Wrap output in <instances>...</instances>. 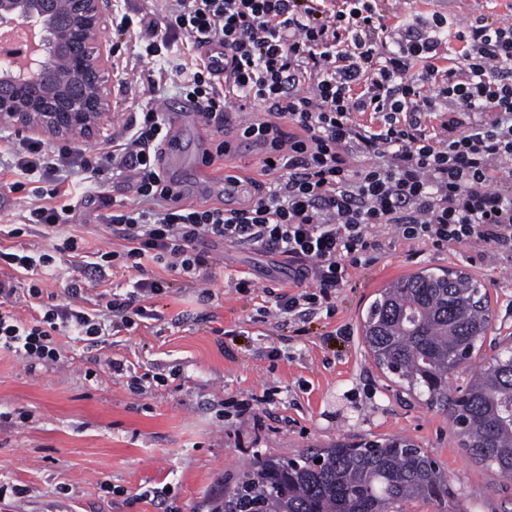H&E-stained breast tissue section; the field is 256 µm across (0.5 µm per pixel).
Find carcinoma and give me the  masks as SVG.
<instances>
[{
  "mask_svg": "<svg viewBox=\"0 0 512 512\" xmlns=\"http://www.w3.org/2000/svg\"><path fill=\"white\" fill-rule=\"evenodd\" d=\"M490 323L481 285L462 270H423L388 283L370 306L364 341L374 360L427 404L449 411L461 448L512 477V348L473 375L461 394L449 377ZM445 474L429 453L397 436L337 442L295 458L262 457L236 477L213 512H406L415 502L451 507Z\"/></svg>",
  "mask_w": 512,
  "mask_h": 512,
  "instance_id": "1",
  "label": "carcinoma"
}]
</instances>
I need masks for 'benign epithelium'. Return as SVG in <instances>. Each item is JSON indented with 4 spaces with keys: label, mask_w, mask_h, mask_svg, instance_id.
I'll return each mask as SVG.
<instances>
[{
    "label": "benign epithelium",
    "mask_w": 512,
    "mask_h": 512,
    "mask_svg": "<svg viewBox=\"0 0 512 512\" xmlns=\"http://www.w3.org/2000/svg\"><path fill=\"white\" fill-rule=\"evenodd\" d=\"M0 0V27L29 32L26 63L0 70V123L48 137H88L101 131L108 106L107 78L111 50L99 41L107 24L104 0H67L68 21L51 19L50 0ZM46 69L60 73L51 100L35 98L34 86ZM82 87L74 96L71 89Z\"/></svg>",
    "instance_id": "1"
}]
</instances>
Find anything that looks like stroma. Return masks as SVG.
<instances>
[{"label": "stroma", "instance_id": "1", "mask_svg": "<svg viewBox=\"0 0 512 512\" xmlns=\"http://www.w3.org/2000/svg\"><path fill=\"white\" fill-rule=\"evenodd\" d=\"M414 24L446 14L449 33L480 18L512 20L503 0H385ZM158 0H108L102 39L112 49L105 133L121 131L148 100L129 83L133 72L187 59L185 44L168 57L141 56L122 18L150 17ZM191 162L166 167L185 202L219 204L224 174L207 162L219 138L198 113L172 126ZM213 280L198 288L160 267L166 292L156 319L91 346L66 340L54 362L28 364L0 352V485L21 488L0 505L10 512H212L238 473L254 459L292 458L337 441L403 436L425 448L448 476L458 512H512V481L472 459L449 417L428 407L382 369L363 339L372 301L396 278L420 270L469 273L489 299L490 324L470 361L484 368L503 337L512 336V254L480 255L471 245L438 250L395 242L352 268L332 291L330 309L305 321L274 311L275 294L292 281L285 256L218 241L203 242ZM254 286L236 290L238 276ZM131 362L142 392L113 374Z\"/></svg>", "mask_w": 512, "mask_h": 512}]
</instances>
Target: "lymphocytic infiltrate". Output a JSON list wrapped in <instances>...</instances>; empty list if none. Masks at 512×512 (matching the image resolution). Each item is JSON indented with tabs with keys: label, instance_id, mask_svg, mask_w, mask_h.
<instances>
[{
	"label": "lymphocytic infiltrate",
	"instance_id": "obj_1",
	"mask_svg": "<svg viewBox=\"0 0 512 512\" xmlns=\"http://www.w3.org/2000/svg\"><path fill=\"white\" fill-rule=\"evenodd\" d=\"M168 2L163 20L140 21L146 56L188 40L190 64L167 79L221 135L216 157L229 151L230 109H262L236 133L262 146L263 177L236 206L183 203L161 167L171 123L150 104L92 154L32 137L1 142L12 179H0V194L33 195L11 237L43 236L90 213L124 247L75 262L62 304L44 302L42 277L54 271L55 253L79 251L76 237L52 254L1 249L0 264L26 276L0 278V351L55 361L63 353L58 336L95 345L113 322L129 329L153 318L150 302L167 283L145 276L146 266L208 284L205 240L286 256L295 286L314 288L277 295L279 317L293 320L329 299L349 268L396 241L512 249V24L467 26L454 51L447 17L404 27L389 23L379 0ZM207 43L223 47V75L203 56ZM38 174L53 188L28 189ZM109 178L128 184L135 206L103 197ZM65 184L83 191L62 205ZM117 259L140 272L133 291L84 306V274L105 277ZM21 293L33 312L26 321L15 311Z\"/></svg>",
	"mask_w": 512,
	"mask_h": 512
}]
</instances>
